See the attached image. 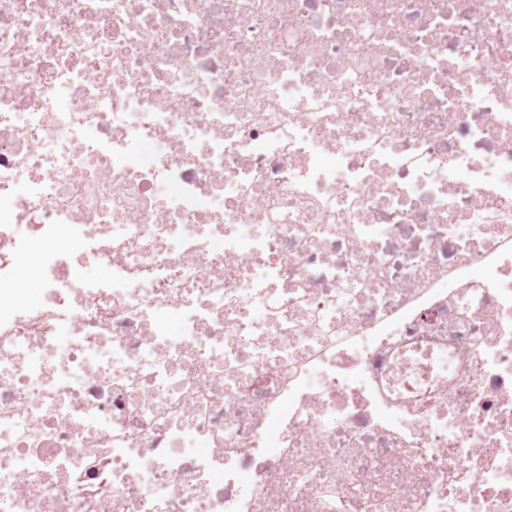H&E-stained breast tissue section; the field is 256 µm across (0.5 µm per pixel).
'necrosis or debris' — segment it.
<instances>
[{"mask_svg":"<svg viewBox=\"0 0 512 512\" xmlns=\"http://www.w3.org/2000/svg\"><path fill=\"white\" fill-rule=\"evenodd\" d=\"M0 512H512V0H0Z\"/></svg>","mask_w":512,"mask_h":512,"instance_id":"obj_1","label":"necrosis or debris"}]
</instances>
